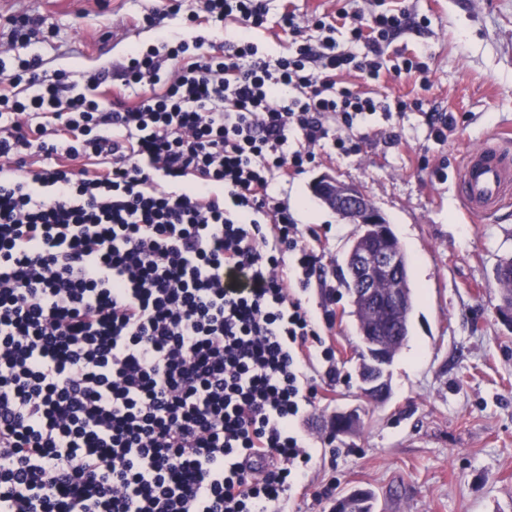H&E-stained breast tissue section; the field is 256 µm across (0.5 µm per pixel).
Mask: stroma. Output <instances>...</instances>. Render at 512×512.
<instances>
[{
    "label": "stroma",
    "mask_w": 512,
    "mask_h": 512,
    "mask_svg": "<svg viewBox=\"0 0 512 512\" xmlns=\"http://www.w3.org/2000/svg\"><path fill=\"white\" fill-rule=\"evenodd\" d=\"M271 15L294 11L337 16L355 8L402 10L404 27L383 45L386 65L418 57L424 71L371 85L377 99L404 97L402 115H375L354 132L357 153L319 152L305 172L275 185L318 255L326 285L303 292L316 313L333 312L322 332L335 352L336 384L320 388L302 424L312 459L293 486L284 512H330L354 490L375 496V512H512V326L497 311L501 287L494 270L512 256V202L490 219L467 216L455 196L465 155L489 136L512 134V0H266ZM0 0L4 19H38L34 47L46 75L106 73L102 91L118 86L128 51L157 42L143 15L165 12V27L214 44L236 39L235 24L189 23L198 0ZM453 114L448 139L431 134L429 111ZM323 174L358 185L383 213L405 250L413 304L409 334L389 368L385 402L358 390L360 338L340 266L355 225L314 197ZM357 409L354 432L326 427L339 409Z\"/></svg>",
    "instance_id": "stroma-1"
}]
</instances>
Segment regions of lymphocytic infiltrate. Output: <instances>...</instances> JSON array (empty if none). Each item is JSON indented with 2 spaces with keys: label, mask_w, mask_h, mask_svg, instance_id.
<instances>
[{
  "label": "lymphocytic infiltrate",
  "mask_w": 512,
  "mask_h": 512,
  "mask_svg": "<svg viewBox=\"0 0 512 512\" xmlns=\"http://www.w3.org/2000/svg\"><path fill=\"white\" fill-rule=\"evenodd\" d=\"M202 4L190 21L300 33L263 0ZM310 21L321 43L274 59L162 37L122 66L132 105L0 48V512H280L311 460L306 370L339 373L272 189L409 108L338 80H381L403 14Z\"/></svg>",
  "instance_id": "1"
}]
</instances>
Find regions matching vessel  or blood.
I'll return each instance as SVG.
<instances>
[{
	"label": "vessel or blood",
	"instance_id": "b4317fda",
	"mask_svg": "<svg viewBox=\"0 0 512 512\" xmlns=\"http://www.w3.org/2000/svg\"><path fill=\"white\" fill-rule=\"evenodd\" d=\"M466 213L490 218L512 194V143L498 140L471 150L456 179Z\"/></svg>",
	"mask_w": 512,
	"mask_h": 512
}]
</instances>
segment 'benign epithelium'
<instances>
[{"label":"benign epithelium","instance_id":"obj_1","mask_svg":"<svg viewBox=\"0 0 512 512\" xmlns=\"http://www.w3.org/2000/svg\"><path fill=\"white\" fill-rule=\"evenodd\" d=\"M313 195L341 220L356 225L345 253V265L357 273L358 287L350 292L354 310L364 309L377 325L369 328L358 324L360 354L358 378L361 394L381 402L389 392L387 369L394 359L384 337L393 329V322L378 320V315L404 306L408 293L394 287L390 295L381 297L375 286L381 279L398 282L406 266L403 250L390 242V225L382 212L375 207L362 188L329 175L318 177L312 184ZM357 410L348 409L334 413L329 427L338 434L350 432L358 423Z\"/></svg>","mask_w":512,"mask_h":512}]
</instances>
